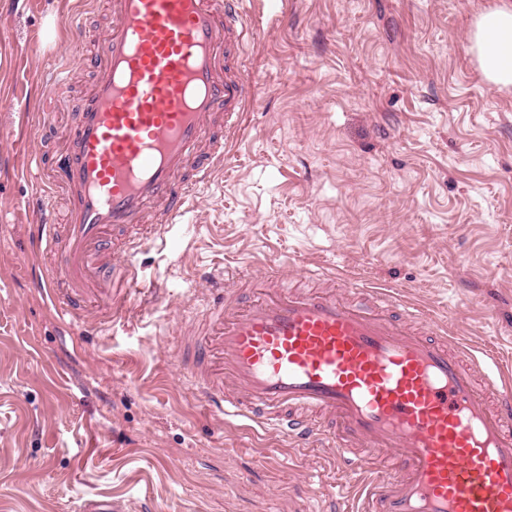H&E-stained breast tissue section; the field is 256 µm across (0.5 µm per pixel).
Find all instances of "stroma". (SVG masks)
Returning <instances> with one entry per match:
<instances>
[{
    "label": "stroma",
    "instance_id": "stroma-1",
    "mask_svg": "<svg viewBox=\"0 0 512 512\" xmlns=\"http://www.w3.org/2000/svg\"><path fill=\"white\" fill-rule=\"evenodd\" d=\"M495 0H245L255 34L245 120L224 170L183 223L136 256L162 284L96 333L69 326L32 284L20 174L33 144L18 103L72 50L38 38L108 0H0V512H346L332 457L212 415L176 376L174 329L203 271L262 258L355 275L512 362V90L469 50ZM93 72L65 76L58 126Z\"/></svg>",
    "mask_w": 512,
    "mask_h": 512
}]
</instances>
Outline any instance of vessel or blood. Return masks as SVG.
<instances>
[{
	"label": "vessel or blood",
	"instance_id": "1",
	"mask_svg": "<svg viewBox=\"0 0 512 512\" xmlns=\"http://www.w3.org/2000/svg\"><path fill=\"white\" fill-rule=\"evenodd\" d=\"M94 81L74 125L33 105L35 136L64 137L29 230L33 282L79 322L122 315L134 256L224 167L247 84L242 0H111ZM67 220H52L56 196ZM272 277L211 274L177 334L184 379L221 418L249 420L354 468L355 512H512V377L494 352L449 346L420 306L360 280L351 297ZM397 461L374 474L376 453Z\"/></svg>",
	"mask_w": 512,
	"mask_h": 512
}]
</instances>
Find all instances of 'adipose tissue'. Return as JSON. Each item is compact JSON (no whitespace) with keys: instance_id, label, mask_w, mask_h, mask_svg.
Returning a JSON list of instances; mask_svg holds the SVG:
<instances>
[{"instance_id":"obj_1","label":"adipose tissue","mask_w":512,"mask_h":512,"mask_svg":"<svg viewBox=\"0 0 512 512\" xmlns=\"http://www.w3.org/2000/svg\"><path fill=\"white\" fill-rule=\"evenodd\" d=\"M469 43L486 83L498 90L511 89L512 0H501L476 15Z\"/></svg>"}]
</instances>
